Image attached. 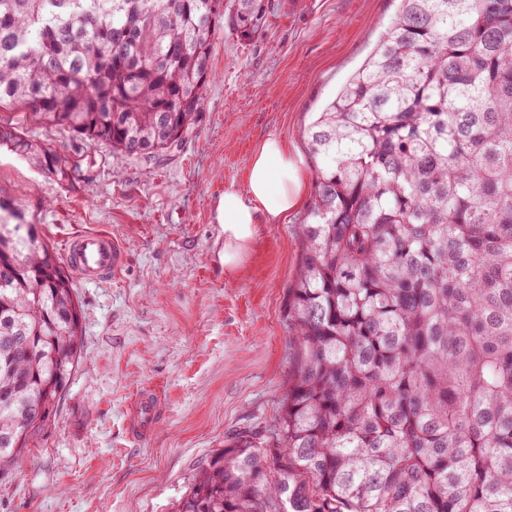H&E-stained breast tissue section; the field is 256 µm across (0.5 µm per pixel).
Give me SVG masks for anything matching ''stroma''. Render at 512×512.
Segmentation results:
<instances>
[{"instance_id":"obj_1","label":"stroma","mask_w":512,"mask_h":512,"mask_svg":"<svg viewBox=\"0 0 512 512\" xmlns=\"http://www.w3.org/2000/svg\"><path fill=\"white\" fill-rule=\"evenodd\" d=\"M267 2L261 36L243 42L226 31L215 41L207 104L164 161L120 160L100 143L89 178L67 187L0 150V199L24 209L50 247L102 229L128 251L117 280L74 284L80 363L55 417L0 480V512H172L227 439L271 435L298 349L284 305L308 208L257 225L230 270L216 203L225 185L245 188L269 137L287 142L314 184L305 129L399 0ZM144 388L163 409L156 430L135 439L127 410Z\"/></svg>"}]
</instances>
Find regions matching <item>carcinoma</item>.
<instances>
[{"label": "carcinoma", "instance_id": "1", "mask_svg": "<svg viewBox=\"0 0 512 512\" xmlns=\"http://www.w3.org/2000/svg\"><path fill=\"white\" fill-rule=\"evenodd\" d=\"M264 0H0V148L64 186L99 142L160 161L196 123L213 41ZM186 44L191 52L183 54ZM30 118L72 134L63 152ZM316 170L273 437L239 433L174 512H512V0H400L307 128ZM59 254L0 200V476L81 357Z\"/></svg>", "mask_w": 512, "mask_h": 512}]
</instances>
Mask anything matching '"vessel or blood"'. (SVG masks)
<instances>
[{
	"label": "vessel or blood",
	"mask_w": 512,
	"mask_h": 512,
	"mask_svg": "<svg viewBox=\"0 0 512 512\" xmlns=\"http://www.w3.org/2000/svg\"><path fill=\"white\" fill-rule=\"evenodd\" d=\"M66 265L86 283H102L116 278L124 267V246L104 230H84L70 236L65 246ZM160 415V399L150 391L141 392L135 400L128 427L133 436L151 432Z\"/></svg>",
	"instance_id": "1"
}]
</instances>
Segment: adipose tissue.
Masks as SVG:
<instances>
[{"label": "adipose tissue", "mask_w": 512, "mask_h": 512, "mask_svg": "<svg viewBox=\"0 0 512 512\" xmlns=\"http://www.w3.org/2000/svg\"><path fill=\"white\" fill-rule=\"evenodd\" d=\"M246 190L227 185L216 206L224 230V264L234 267L254 236L259 218L277 222L293 213L306 198L300 159L287 143L264 140L255 151L246 177Z\"/></svg>", "instance_id": "1"}]
</instances>
